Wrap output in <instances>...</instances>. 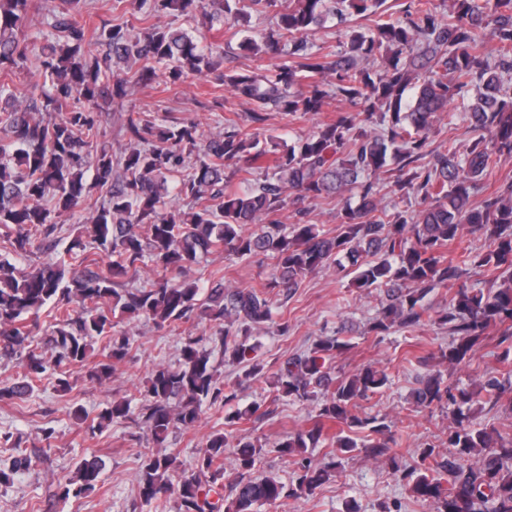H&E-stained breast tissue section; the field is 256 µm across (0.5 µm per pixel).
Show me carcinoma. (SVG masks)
<instances>
[{
	"instance_id": "carcinoma-1",
	"label": "carcinoma",
	"mask_w": 512,
	"mask_h": 512,
	"mask_svg": "<svg viewBox=\"0 0 512 512\" xmlns=\"http://www.w3.org/2000/svg\"><path fill=\"white\" fill-rule=\"evenodd\" d=\"M49 2L0 0V133L5 138L0 143V229L14 232L8 242L23 256L35 241L55 233L61 215L83 208L95 187L101 195L90 208L89 223L93 241L110 262L92 270L93 259L79 238L65 256L44 262L32 274L18 273L0 259V359H14L22 369L20 379L0 386V402L26 398L32 381L49 369L59 372L57 389L69 390L67 369L87 364L96 339L105 344L89 377L110 378L130 346L122 323L139 316L176 325L199 313L217 328L212 341L224 357L245 365V376L256 378L264 364L248 339L274 323L269 294L292 293L329 261L340 267L348 263L356 288L383 292L369 327L378 336L419 326L429 315L425 297L459 281L464 267L472 265L497 275V287L485 292L460 285L452 305L439 316L454 340L438 356H422L418 363L427 367L437 357L455 365L469 362L495 324L503 327L499 344L506 345L504 366L497 374H486L474 390L448 386L433 371L420 377L412 392L417 405L445 400L456 406L448 458L437 460L429 447L419 465L402 467L386 437L385 418L352 413L357 401L388 385V375L366 366L350 376L333 377L328 363L350 343L325 336L284 360L275 372L277 396L321 400L309 427L273 445L296 465L295 484L287 489L274 478L254 476L263 446L217 433L201 446L195 467L183 472L177 512L284 507L289 499L312 495L339 459L359 448L390 462L408 480L413 496L441 503L443 512H512V435L476 428L469 421L473 403L482 399L497 405L505 378H512V179L482 205L471 204L490 169L502 157H512V0H451L446 15L431 0H411L399 18L389 14L387 0H286L277 29L259 40L244 37L240 49L272 58L286 51L288 61L272 69L222 74L224 86L253 106L254 131L228 120L224 131L203 139L194 122L157 124L129 112L124 119L129 144L118 157L98 144L99 101L123 98L131 87L116 67L138 64V81L159 75L175 85L189 75L217 71L222 52L186 31L150 23L149 12L142 18L148 27L138 36L125 22L108 20L91 28L77 21L89 0H59L51 11L54 33L34 52L41 84L19 102L11 89L13 76L28 60L32 17ZM157 2L159 9L181 15L198 12L211 27L229 20L243 27L250 23L237 0ZM353 16L371 25L350 27L341 49L325 52L309 46V33L330 20L343 24ZM482 29L495 42L493 63L476 51ZM93 45L101 51L91 49ZM378 53L379 69L361 66ZM471 85L479 92L465 108V119L477 136L461 153L426 150L437 113ZM331 93L360 110L341 111L336 120L290 141L262 133L267 113L278 112L292 122L321 111ZM81 101L86 106L69 107ZM373 125L381 130L373 131ZM263 168L264 179L229 190L233 177ZM90 170L92 183L86 178ZM385 177L401 195L418 199L419 208L382 207L377 186ZM346 188L358 190V202L342 208L336 234L305 221V203ZM290 191L295 192V222L282 229L276 215ZM180 200L188 202V209L174 206ZM465 233L488 240V250L459 259L447 256L450 245ZM219 249L240 258H270L274 274L260 288H229L219 279L201 303L196 283L167 278ZM148 261L164 273L151 287L115 288L116 279ZM50 302L55 315L44 340L45 355L31 348L35 334L28 319ZM143 397L145 427L161 444L171 428L194 427L203 404H223L236 393H224L210 353L190 336L183 342L179 367L159 366ZM130 412L131 401L114 403L99 413L98 428ZM334 425L340 427L331 437L335 452L318 469L306 453ZM356 429L367 434L360 439L349 435ZM228 448L235 479L230 496L221 494L214 502L210 493L224 489ZM31 464L32 458L24 455L0 467V487L13 485L19 471ZM174 465L171 452L143 455L139 493L145 504L161 508ZM101 470L97 457L83 459L63 495L94 491Z\"/></svg>"
}]
</instances>
